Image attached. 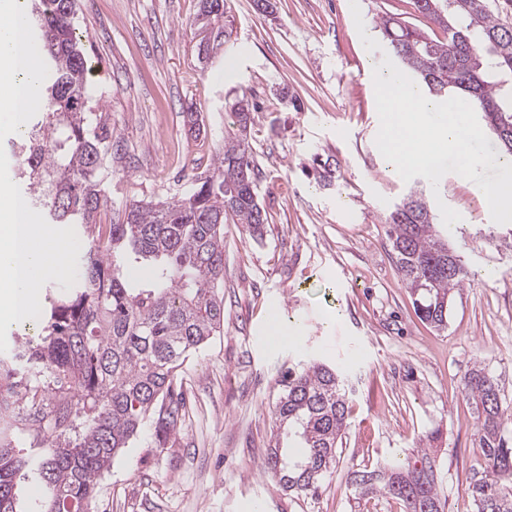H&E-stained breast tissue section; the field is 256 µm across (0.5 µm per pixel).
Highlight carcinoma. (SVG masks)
<instances>
[{"mask_svg": "<svg viewBox=\"0 0 512 512\" xmlns=\"http://www.w3.org/2000/svg\"><path fill=\"white\" fill-rule=\"evenodd\" d=\"M424 18L448 33L432 39L413 24L376 22L397 67L443 102L461 92L495 137L512 131V26L488 0H414ZM226 0H200L194 20L199 57L224 46ZM77 0H30L29 22L48 67L42 118L16 136L27 204L57 226L75 224L86 238L77 281L47 293L37 339H16L0 359V512H91L98 481L146 422L157 437L184 416L178 369L189 353L224 327V221L263 235L259 170L248 131L259 110L243 97L232 104L233 128L209 168L180 196L125 205L102 223L108 197L101 175L112 159V128L94 103L89 59L74 25ZM314 171L325 186L336 170L320 156ZM402 278L419 317L443 330L454 293L471 272L440 235L422 192L409 191L384 217ZM273 414L299 440L297 456L279 445L267 468L279 486L316 495L336 464L347 428L348 398L340 374L321 363L288 368ZM476 414L484 476L468 487L474 512H512V436L499 378L482 365L464 381ZM21 482L44 489L23 507ZM361 496L381 493L400 512H443L434 460L390 471H354Z\"/></svg>", "mask_w": 512, "mask_h": 512, "instance_id": "obj_1", "label": "carcinoma"}]
</instances>
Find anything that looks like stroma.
I'll list each match as a JSON object with an SVG mask.
<instances>
[{"label":"stroma","instance_id":"35a3bbf8","mask_svg":"<svg viewBox=\"0 0 512 512\" xmlns=\"http://www.w3.org/2000/svg\"><path fill=\"white\" fill-rule=\"evenodd\" d=\"M228 0L224 50L198 58V0H78L96 64L94 95L112 128L102 184L113 209L188 191L185 165L215 152L242 94L260 106L250 129L267 214L261 238L224 224V327L179 370L185 421L164 442L152 426L101 477L93 512H366L349 480L429 451L444 512H473L482 475L464 378L480 364L512 399V226L492 221L456 173L439 183L461 216L449 243L478 278L459 290L448 327L416 315L384 217L423 177H393L375 139L373 68L388 47L376 18L444 32L413 0ZM203 119L190 130V112ZM335 159L332 187L313 156ZM278 317L295 341L271 347ZM315 359L337 367L349 398L342 453L315 497L283 491L265 462L278 425L282 372Z\"/></svg>","mask_w":512,"mask_h":512}]
</instances>
